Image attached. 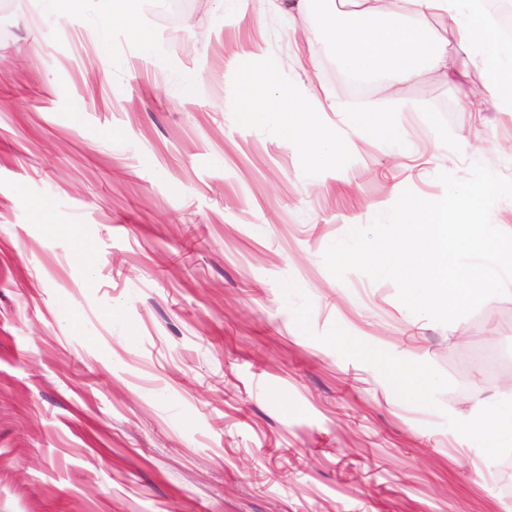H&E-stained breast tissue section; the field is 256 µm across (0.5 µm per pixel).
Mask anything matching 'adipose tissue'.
<instances>
[{
    "label": "adipose tissue",
    "mask_w": 512,
    "mask_h": 512,
    "mask_svg": "<svg viewBox=\"0 0 512 512\" xmlns=\"http://www.w3.org/2000/svg\"><path fill=\"white\" fill-rule=\"evenodd\" d=\"M490 0H296L304 33L321 29L328 35L341 68L362 76L387 72L398 82L440 73L458 90L462 111H474L492 96L498 111L512 114V38L505 37L488 8ZM454 31L459 47L448 46ZM483 74L470 81L471 71ZM237 107L244 121L269 127L293 143L302 162L313 169L345 163L347 148L326 124L309 123V101L284 88L266 65L244 73ZM349 124L360 136L392 145L402 142L399 126L377 112H353ZM464 430H486L487 454L512 445V406L486 411L464 423Z\"/></svg>",
    "instance_id": "adipose-tissue-1"
}]
</instances>
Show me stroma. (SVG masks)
I'll use <instances>...</instances> for the list:
<instances>
[{
	"label": "stroma",
	"mask_w": 512,
	"mask_h": 512,
	"mask_svg": "<svg viewBox=\"0 0 512 512\" xmlns=\"http://www.w3.org/2000/svg\"><path fill=\"white\" fill-rule=\"evenodd\" d=\"M290 2L189 0L173 24L140 0L147 58L99 0L53 22L0 0V512H512V447L461 431L512 398L476 373L512 350V291L454 333L323 261L402 191L443 194L439 173L512 179V116L489 96L460 111L433 77L355 87L322 34L296 39ZM259 57L341 104L344 166L244 123ZM349 109L390 112L408 153L357 137ZM368 347L421 360L427 394ZM392 387L401 393L409 395H425L428 389V376L422 362L413 363L407 369L389 370Z\"/></svg>",
	"instance_id": "1"
}]
</instances>
